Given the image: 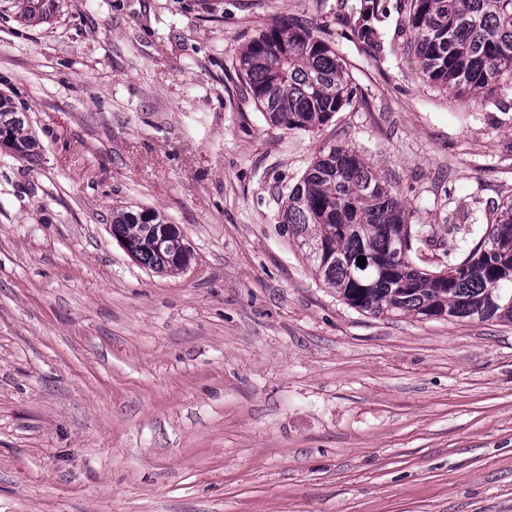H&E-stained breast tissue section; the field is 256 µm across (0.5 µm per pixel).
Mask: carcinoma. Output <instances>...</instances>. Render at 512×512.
<instances>
[{
	"label": "carcinoma",
	"instance_id": "1",
	"mask_svg": "<svg viewBox=\"0 0 512 512\" xmlns=\"http://www.w3.org/2000/svg\"><path fill=\"white\" fill-rule=\"evenodd\" d=\"M356 27L373 33L377 0H366ZM61 0H0V13L40 25ZM405 42L426 80L458 98L512 78V0H408ZM244 91L276 126L312 132L357 99L358 89L331 46L292 20L274 21L239 58ZM0 128L21 157L39 143L25 113L0 94ZM409 210L392 187L350 147L322 150L288 192L283 231L315 275L350 308L379 316L512 324V202L500 207L467 255L433 271L420 267ZM112 237L141 265L159 273L184 269L190 250L155 209L112 213ZM366 264L358 266V257Z\"/></svg>",
	"mask_w": 512,
	"mask_h": 512
}]
</instances>
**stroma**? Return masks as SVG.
I'll use <instances>...</instances> for the list:
<instances>
[{
	"label": "stroma",
	"instance_id": "35a3bbf8",
	"mask_svg": "<svg viewBox=\"0 0 512 512\" xmlns=\"http://www.w3.org/2000/svg\"><path fill=\"white\" fill-rule=\"evenodd\" d=\"M62 0L0 17V93L37 156L0 154V512H512V324L358 312L280 227L320 150L405 202L423 266L512 200V81L423 79L403 0ZM313 27L358 98L270 125L236 59ZM153 208L191 251L144 268L111 234ZM60 6L59 0H0V16L9 12L17 21L36 26L46 22Z\"/></svg>",
	"mask_w": 512,
	"mask_h": 512
}]
</instances>
